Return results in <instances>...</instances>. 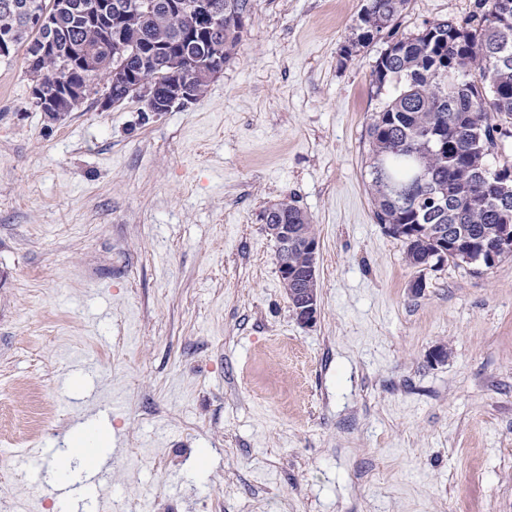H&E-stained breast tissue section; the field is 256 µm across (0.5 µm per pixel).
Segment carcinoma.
Segmentation results:
<instances>
[{
  "label": "carcinoma",
  "instance_id": "carcinoma-1",
  "mask_svg": "<svg viewBox=\"0 0 512 512\" xmlns=\"http://www.w3.org/2000/svg\"><path fill=\"white\" fill-rule=\"evenodd\" d=\"M31 0H0V33L10 35V58L26 45L30 80L41 96L55 99L60 81L88 86L94 75L112 84L113 103L132 97L136 83L178 81L181 57L194 43L210 39L192 12L194 0H182L184 10L173 16L170 0H97L98 10L84 13L89 0H71L75 8L61 14L53 34L27 27ZM227 14L224 37L212 41L211 58L222 66L230 58L243 30L249 0H223ZM409 0H364L358 21L341 56L348 60L381 40L387 47L373 66L376 94H386L383 108L368 125L369 184L377 223L401 240L405 259L415 268L434 263L440 243L445 260L455 263L471 245H489L498 258L512 256V243L500 246L499 230L512 225V163L497 168L486 163L503 137H512V0H477L479 13L457 21L425 24L415 33H399V21ZM124 15V41L149 51L162 45V57L131 59L125 80L113 82L112 11ZM53 37L56 51L40 55L43 40ZM91 52L99 69L84 65ZM272 223L295 228L288 250L277 249L276 262L299 266L310 219L293 202L282 204ZM422 225L418 236L406 226Z\"/></svg>",
  "mask_w": 512,
  "mask_h": 512
}]
</instances>
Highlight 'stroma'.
<instances>
[{
	"label": "stroma",
	"instance_id": "1",
	"mask_svg": "<svg viewBox=\"0 0 512 512\" xmlns=\"http://www.w3.org/2000/svg\"><path fill=\"white\" fill-rule=\"evenodd\" d=\"M476 2L410 0L401 29ZM363 4L250 0L171 112L102 109L98 76L53 120L25 48L0 61V393L57 413L25 448L0 426L11 512H512V257L422 274L377 224L385 45L341 57ZM285 198L320 245L310 326L261 220ZM106 433L93 485L68 445Z\"/></svg>",
	"mask_w": 512,
	"mask_h": 512
}]
</instances>
